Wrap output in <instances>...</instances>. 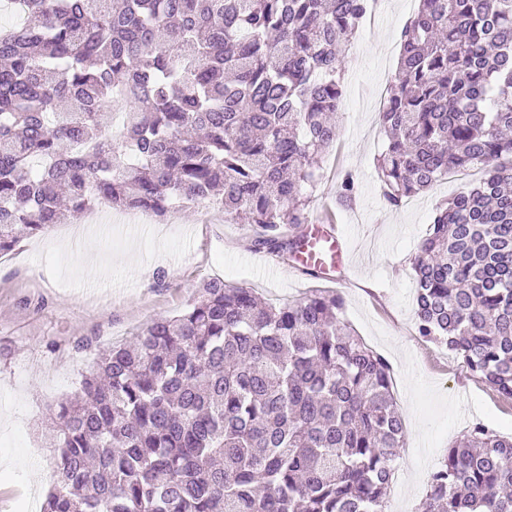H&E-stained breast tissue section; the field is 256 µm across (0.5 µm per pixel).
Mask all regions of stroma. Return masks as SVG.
I'll use <instances>...</instances> for the list:
<instances>
[{
  "label": "stroma",
  "mask_w": 512,
  "mask_h": 512,
  "mask_svg": "<svg viewBox=\"0 0 512 512\" xmlns=\"http://www.w3.org/2000/svg\"><path fill=\"white\" fill-rule=\"evenodd\" d=\"M417 7L418 0H383L346 49L341 131L321 158L310 215L333 225L346 247L340 280L310 277L254 251L247 225L225 223L207 204L152 220L141 234L123 223L122 210L107 206L97 225L58 224L20 237L0 256V464L10 466L0 472V512H22L30 498L43 504L45 476L55 467L51 410L78 391L95 347L125 342L177 313L206 278L253 289L275 304L314 288L342 295L345 320L391 365L406 425L397 461L403 479L386 497L388 512H417L431 472L475 424L512 434V402L475 378L459 355L416 334L412 261L436 206L460 182L441 180L395 208L377 175L385 136L375 105ZM346 173L356 184L347 203L336 195Z\"/></svg>",
  "instance_id": "1"
}]
</instances>
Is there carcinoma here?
Listing matches in <instances>:
<instances>
[{
  "label": "carcinoma",
  "instance_id": "obj_1",
  "mask_svg": "<svg viewBox=\"0 0 512 512\" xmlns=\"http://www.w3.org/2000/svg\"><path fill=\"white\" fill-rule=\"evenodd\" d=\"M0 25V256L98 203L213 204L255 251L304 236L369 0H10ZM377 159L393 207L475 164L412 266L418 336L512 401V0H419ZM316 290L219 278L97 353L53 409L43 512H387L404 420L391 367ZM418 512H512V437L478 423Z\"/></svg>",
  "mask_w": 512,
  "mask_h": 512
}]
</instances>
